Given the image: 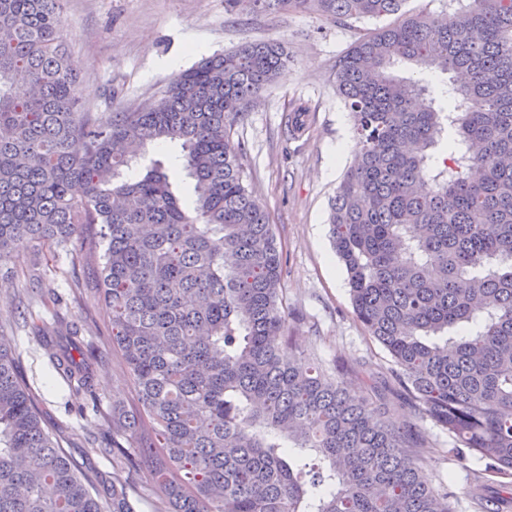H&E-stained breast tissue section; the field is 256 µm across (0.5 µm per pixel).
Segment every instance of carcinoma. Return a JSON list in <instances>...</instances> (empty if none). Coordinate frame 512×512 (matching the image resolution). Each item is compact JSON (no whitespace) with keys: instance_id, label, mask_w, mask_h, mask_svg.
Returning <instances> with one entry per match:
<instances>
[{"instance_id":"1","label":"carcinoma","mask_w":512,"mask_h":512,"mask_svg":"<svg viewBox=\"0 0 512 512\" xmlns=\"http://www.w3.org/2000/svg\"><path fill=\"white\" fill-rule=\"evenodd\" d=\"M406 0H224L230 14L397 15ZM65 0H0V263L31 243L91 246L99 304L137 391L112 408L134 444L148 426L149 481L172 512H454L422 476L419 443L388 401L295 358L279 289L283 254L243 185L230 137L288 63L244 43L178 73L136 112L81 111L62 36ZM409 62L450 75L447 104L396 79ZM34 89L19 96L12 87ZM358 153L331 205L354 314L421 411L456 444L512 473V0L419 12L358 39L336 64ZM440 166L428 150L444 132ZM181 144L186 205L162 163L128 182L152 144ZM474 332L453 336L465 324ZM56 369L91 386L82 341L36 329ZM0 512H107L42 426L0 334ZM112 512H134L112 484Z\"/></svg>"}]
</instances>
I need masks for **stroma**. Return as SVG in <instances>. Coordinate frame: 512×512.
Segmentation results:
<instances>
[{
  "instance_id": "stroma-1",
  "label": "stroma",
  "mask_w": 512,
  "mask_h": 512,
  "mask_svg": "<svg viewBox=\"0 0 512 512\" xmlns=\"http://www.w3.org/2000/svg\"><path fill=\"white\" fill-rule=\"evenodd\" d=\"M392 22L231 15L224 0H66L63 34L83 109L97 115L139 110L175 74L243 42L286 47L288 66L235 123L232 139L242 149L243 184L269 212L283 252L280 301L293 352L331 375L348 368L357 391H367L371 373L386 383L389 418L418 430L428 482L450 495L455 512H477L470 492L484 463L457 447L395 380L390 356L353 314L346 271L330 240V202L356 155L334 72L351 44ZM301 104L309 108L308 127L297 136L286 117ZM97 301V279L80 240L63 250L23 246L0 264V333L11 340L44 428L80 466L94 495L118 482L136 512H169L146 473L128 474L110 453L112 405L133 408L137 392ZM57 320L78 323L91 349V393L75 392L54 366L53 346L34 336L35 323Z\"/></svg>"
}]
</instances>
